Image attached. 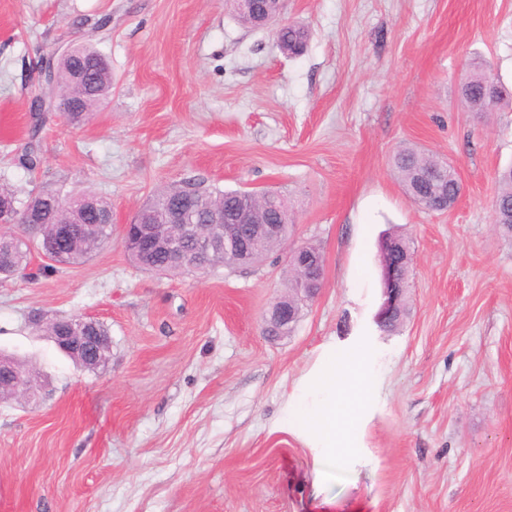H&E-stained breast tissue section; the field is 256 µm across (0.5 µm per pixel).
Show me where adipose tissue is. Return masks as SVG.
Listing matches in <instances>:
<instances>
[{"mask_svg":"<svg viewBox=\"0 0 512 512\" xmlns=\"http://www.w3.org/2000/svg\"><path fill=\"white\" fill-rule=\"evenodd\" d=\"M370 380L364 363L328 353L294 394L289 426L307 437L328 460H335L340 447L354 453V445L340 444L339 437L359 423L368 402Z\"/></svg>","mask_w":512,"mask_h":512,"instance_id":"obj_1","label":"adipose tissue"}]
</instances>
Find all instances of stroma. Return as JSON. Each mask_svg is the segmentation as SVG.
Masks as SVG:
<instances>
[{
    "label": "stroma",
    "instance_id": "1",
    "mask_svg": "<svg viewBox=\"0 0 512 512\" xmlns=\"http://www.w3.org/2000/svg\"><path fill=\"white\" fill-rule=\"evenodd\" d=\"M285 18L308 32L300 55L228 0H0V183L112 204V241L86 262L0 281V352L43 381L0 401V512H512V242L493 222L512 111L459 99L475 59L512 93V0H287ZM76 44L107 57L112 95L78 125L48 113L27 167L30 66ZM405 144L455 166L452 209L407 198L392 168ZM189 178L281 192L287 244L251 267L134 265L124 224ZM392 228L413 263L389 335L375 315ZM306 243L322 287L271 339ZM37 312L103 323L109 357L80 367ZM331 350L372 380L356 455L328 466L283 417Z\"/></svg>",
    "mask_w": 512,
    "mask_h": 512
}]
</instances>
